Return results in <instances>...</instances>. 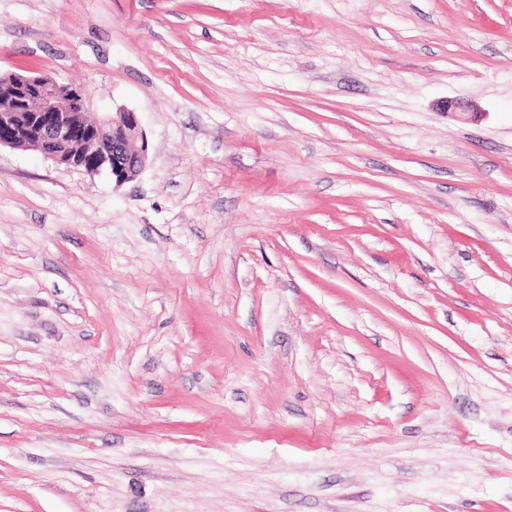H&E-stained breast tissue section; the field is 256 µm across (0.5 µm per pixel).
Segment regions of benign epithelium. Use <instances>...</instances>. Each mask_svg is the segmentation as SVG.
Segmentation results:
<instances>
[{"label": "benign epithelium", "instance_id": "7a95c632", "mask_svg": "<svg viewBox=\"0 0 512 512\" xmlns=\"http://www.w3.org/2000/svg\"><path fill=\"white\" fill-rule=\"evenodd\" d=\"M0 147L32 151L57 165L106 173L117 185L135 180L149 158L138 113L88 116L85 91L43 75H0Z\"/></svg>", "mask_w": 512, "mask_h": 512}]
</instances>
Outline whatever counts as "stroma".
Returning a JSON list of instances; mask_svg holds the SVG:
<instances>
[{"instance_id": "35a3bbf8", "label": "stroma", "mask_w": 512, "mask_h": 512, "mask_svg": "<svg viewBox=\"0 0 512 512\" xmlns=\"http://www.w3.org/2000/svg\"><path fill=\"white\" fill-rule=\"evenodd\" d=\"M8 73L150 156L0 148V512H512V0H0Z\"/></svg>"}]
</instances>
